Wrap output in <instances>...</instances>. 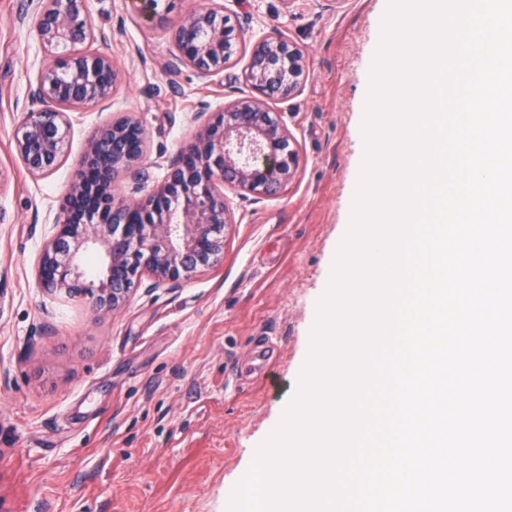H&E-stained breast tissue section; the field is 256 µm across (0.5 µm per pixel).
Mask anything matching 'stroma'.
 Returning a JSON list of instances; mask_svg holds the SVG:
<instances>
[{
	"label": "stroma",
	"mask_w": 512,
	"mask_h": 512,
	"mask_svg": "<svg viewBox=\"0 0 512 512\" xmlns=\"http://www.w3.org/2000/svg\"><path fill=\"white\" fill-rule=\"evenodd\" d=\"M245 37L280 33L307 56L300 91L274 109L299 167L277 197L225 189L224 255L177 287L133 289L116 311L39 288L74 158L110 118L134 115L148 153L192 136L199 101L249 94L240 51L211 82L169 74L170 28L208 0H90L118 80L112 107L72 113L69 157L31 175L15 127L46 55L27 0H0V512H228L231 491L280 423L306 362L317 304L351 221L371 61L388 0H222ZM280 342L273 370L235 378L252 339Z\"/></svg>",
	"instance_id": "1"
}]
</instances>
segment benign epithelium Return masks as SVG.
<instances>
[{"mask_svg":"<svg viewBox=\"0 0 512 512\" xmlns=\"http://www.w3.org/2000/svg\"><path fill=\"white\" fill-rule=\"evenodd\" d=\"M89 0H35L34 28L54 57L29 85L36 108L25 113L13 149L26 169L41 176L64 158L69 112L108 102L117 80L112 59L88 45L106 35L91 20ZM175 47L169 69H193L202 79L224 74L242 36L227 24L224 10L194 9L170 30ZM305 56L284 36L251 43L241 73L250 93L214 106L201 101L192 120L201 129L173 156L147 162L148 133L125 116L98 127L86 140L78 166L59 204L53 235L37 261V279L50 294L88 297L99 309L122 307L143 278L150 287L177 285L216 264L232 223L224 187L275 197L294 178L298 153L288 127L272 104L299 92ZM165 167L164 180L144 200L121 196L122 184L138 193L152 182V167ZM102 260L89 280L84 260Z\"/></svg>","mask_w":512,"mask_h":512,"instance_id":"benign-epithelium-1","label":"benign epithelium"}]
</instances>
